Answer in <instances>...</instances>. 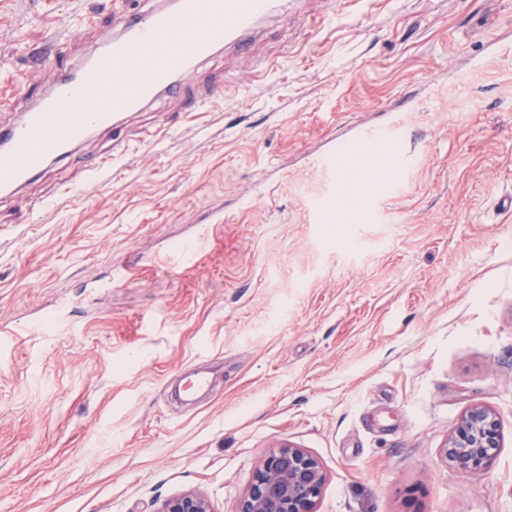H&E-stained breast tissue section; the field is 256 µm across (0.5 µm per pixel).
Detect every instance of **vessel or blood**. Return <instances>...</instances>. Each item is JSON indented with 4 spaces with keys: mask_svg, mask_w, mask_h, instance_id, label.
Returning a JSON list of instances; mask_svg holds the SVG:
<instances>
[{
    "mask_svg": "<svg viewBox=\"0 0 512 512\" xmlns=\"http://www.w3.org/2000/svg\"><path fill=\"white\" fill-rule=\"evenodd\" d=\"M277 2L170 0L125 18L77 68L61 73L18 125L0 132V192L27 184L90 130L114 126L160 93L180 90L195 65L218 46L248 49L257 23ZM394 148L387 128H366L324 161L343 178L356 157L371 152L380 174L375 189L382 192L394 184L402 165Z\"/></svg>",
    "mask_w": 512,
    "mask_h": 512,
    "instance_id": "obj_1",
    "label": "vessel or blood"
}]
</instances>
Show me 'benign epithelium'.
<instances>
[{"instance_id": "7a95c632", "label": "benign epithelium", "mask_w": 512, "mask_h": 512, "mask_svg": "<svg viewBox=\"0 0 512 512\" xmlns=\"http://www.w3.org/2000/svg\"><path fill=\"white\" fill-rule=\"evenodd\" d=\"M501 448L496 415L484 407L468 411L444 448L445 457L464 473L480 476L492 467ZM327 474L320 460L291 444L269 449L236 512H317ZM159 512H212L208 500L186 492L163 503Z\"/></svg>"}]
</instances>
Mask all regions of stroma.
<instances>
[{
    "instance_id": "stroma-1",
    "label": "stroma",
    "mask_w": 512,
    "mask_h": 512,
    "mask_svg": "<svg viewBox=\"0 0 512 512\" xmlns=\"http://www.w3.org/2000/svg\"><path fill=\"white\" fill-rule=\"evenodd\" d=\"M160 2L0 0V125ZM510 42L512 0H280L251 53L197 64L222 99L161 95L0 194V512H235L283 442L327 472L317 512H512ZM389 122L396 189L319 222V157ZM474 407L502 432L478 479L442 452ZM159 512H212V510L203 495L190 491L166 500Z\"/></svg>"
}]
</instances>
